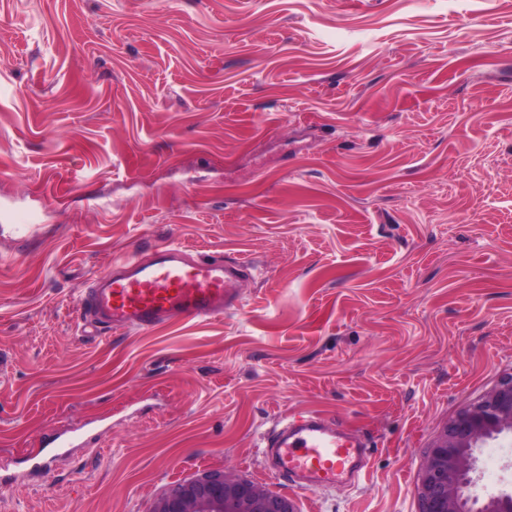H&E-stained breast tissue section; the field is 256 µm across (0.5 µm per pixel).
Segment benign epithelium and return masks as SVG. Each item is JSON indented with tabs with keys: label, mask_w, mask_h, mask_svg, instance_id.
I'll use <instances>...</instances> for the list:
<instances>
[{
	"label": "benign epithelium",
	"mask_w": 512,
	"mask_h": 512,
	"mask_svg": "<svg viewBox=\"0 0 512 512\" xmlns=\"http://www.w3.org/2000/svg\"><path fill=\"white\" fill-rule=\"evenodd\" d=\"M512 433V376L448 420L426 456L420 512H512V491L480 502L471 491L473 450ZM152 512H296L292 502L228 471H207L172 487Z\"/></svg>",
	"instance_id": "7a95c632"
}]
</instances>
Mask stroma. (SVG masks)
Wrapping results in <instances>:
<instances>
[{
  "instance_id": "stroma-1",
  "label": "stroma",
  "mask_w": 512,
  "mask_h": 512,
  "mask_svg": "<svg viewBox=\"0 0 512 512\" xmlns=\"http://www.w3.org/2000/svg\"><path fill=\"white\" fill-rule=\"evenodd\" d=\"M170 239L249 258L241 308L87 335L89 282ZM509 375L512 0H0V512H152L214 469L419 512L428 449ZM310 411L365 482L266 468ZM473 455L512 489L511 434ZM84 443L83 434L67 435L61 433L48 437L45 440V446L52 449L42 457L39 466L41 468L50 467L57 458L70 454L71 448L81 447Z\"/></svg>"
}]
</instances>
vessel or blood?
<instances>
[{
    "mask_svg": "<svg viewBox=\"0 0 512 512\" xmlns=\"http://www.w3.org/2000/svg\"><path fill=\"white\" fill-rule=\"evenodd\" d=\"M241 257L195 255L186 246L163 243L113 262L93 280L81 320L91 335L150 330L181 320H207L238 310L240 288L251 274ZM83 435L55 434L45 441L41 467L81 447ZM280 475H299L308 488L357 482L365 467V445L323 415L310 412L276 421L261 442Z\"/></svg>",
    "mask_w": 512,
    "mask_h": 512,
    "instance_id": "1",
    "label": "vessel or blood"
}]
</instances>
